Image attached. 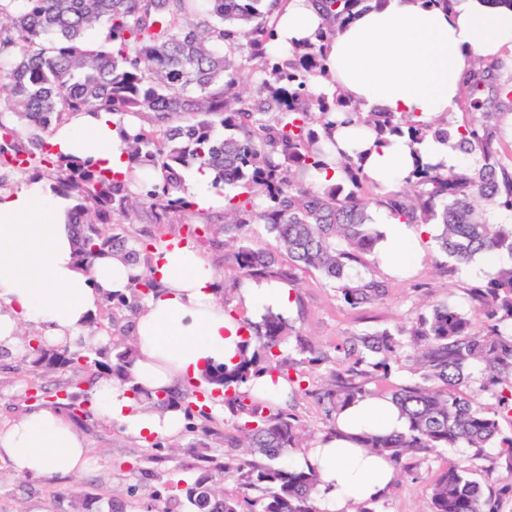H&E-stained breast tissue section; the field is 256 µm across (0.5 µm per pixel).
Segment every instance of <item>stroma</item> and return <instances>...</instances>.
Segmentation results:
<instances>
[{
	"mask_svg": "<svg viewBox=\"0 0 512 512\" xmlns=\"http://www.w3.org/2000/svg\"><path fill=\"white\" fill-rule=\"evenodd\" d=\"M194 246L217 272L226 308L241 318H250V311L237 301V293L247 281L232 256L202 239L195 240ZM374 271L387 282L388 291L373 306L356 309L341 301L335 288L318 273L298 272L290 284L295 305L289 319L296 330L315 348L332 355L353 334L411 325L422 312L436 306L449 304L469 311L468 288L495 273L494 268L483 267L478 258L458 270H449L447 258L426 242L409 276H394L380 265ZM331 369L328 363L302 365L309 392L287 404L304 424L309 447L329 432L325 410L313 392L328 379ZM32 379L27 367L18 361L0 360L1 428L46 405L63 409L64 402L56 392L69 386L70 374L43 378V390L35 399L29 393ZM67 417L89 449L86 469L76 475L24 478L13 473L8 460L0 459V512H140L146 494L168 497L243 454L230 444L236 430L235 419L227 410L214 414L208 422L198 416L184 420L177 440L164 439L157 445L127 437L95 414L71 411ZM466 454L463 448H435L420 454L416 467L399 472L394 486L378 499V512H428V482Z\"/></svg>",
	"mask_w": 512,
	"mask_h": 512,
	"instance_id": "stroma-1",
	"label": "stroma"
}]
</instances>
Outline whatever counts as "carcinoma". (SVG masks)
Masks as SVG:
<instances>
[{
	"label": "carcinoma",
	"instance_id": "1",
	"mask_svg": "<svg viewBox=\"0 0 512 512\" xmlns=\"http://www.w3.org/2000/svg\"><path fill=\"white\" fill-rule=\"evenodd\" d=\"M381 2L311 0L322 19L316 41L282 49L276 46L281 0H0V188L16 177L45 179L54 193L72 199L69 223L86 264L106 251L149 264L151 243L130 235L118 216L130 224H173L191 213L197 221L183 225L186 235L231 250L242 276L285 282L298 270H314L352 308L380 301L387 289L366 260L380 239L372 204L403 224L436 225L434 241L456 264L489 252L512 255V166L501 162L498 139L501 124L512 120V79H501L498 66L474 60L460 89V122L435 125L406 114L364 112L343 90H325L327 44L355 13ZM103 26V40L87 39ZM246 73L258 78L253 92L244 88ZM89 110L139 118L125 145L128 174L55 153L49 143L54 129L70 113ZM339 122L413 143L428 136L451 141L471 162L445 171L418 161L403 180L405 189L366 198L363 154L332 155ZM218 127L224 135L216 134ZM331 163L340 181H320ZM195 166L210 169L214 185L235 189L224 197V219L196 210L180 195L184 172ZM251 224L266 227L273 249L247 243L244 230ZM281 254L288 265L279 263ZM357 266L364 272L351 274ZM158 287L145 274L130 294L104 298L115 339L103 347H50L31 331L16 357L36 376L97 367L128 384L136 403L178 408L189 419L199 403L195 391L160 395L136 384L129 326L116 319L124 310L135 315ZM468 296L483 319L478 332L472 316L444 305L407 328L349 337L345 358L336 360L340 369L314 393L328 420L336 422L347 405L371 395L367 383L388 378L403 357L417 379L391 398L407 430L369 436L367 447L397 469L432 448H469L471 460L495 448V459L512 472V435L500 430V420L512 418V264L468 289ZM243 328L240 361L203 374L207 384L224 387V404L237 419L232 442L249 455L220 471L234 479L237 492L197 479L165 500L149 496L143 512H320L315 472L284 463L305 440L300 420L271 411L267 397L240 387L266 372L281 378L291 397L305 395L303 374L283 347L295 339L310 364L328 362L330 355L271 311ZM474 368L493 403L467 397ZM471 460L452 463L434 478L429 512H499L497 497L474 478Z\"/></svg>",
	"mask_w": 512,
	"mask_h": 512
}]
</instances>
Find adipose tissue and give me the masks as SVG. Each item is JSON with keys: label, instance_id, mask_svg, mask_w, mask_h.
Here are the masks:
<instances>
[{"label": "adipose tissue", "instance_id": "1", "mask_svg": "<svg viewBox=\"0 0 512 512\" xmlns=\"http://www.w3.org/2000/svg\"><path fill=\"white\" fill-rule=\"evenodd\" d=\"M320 18L309 0H286L277 26L282 47L314 36ZM512 50V10L491 9L481 0H452L448 9L424 0H385L339 28L329 45V65L337 86L363 109L411 113L429 121L451 109L459 82L477 56ZM130 118L109 112H76L51 138L56 152L90 159L103 170L127 172L123 137L132 133ZM342 127L334 137L341 150H367L364 169L383 186L400 183L414 158L459 167L457 151L428 139L372 134L356 138ZM71 199L52 192L47 181L31 180L0 192V346L18 342L23 324L37 325L48 345L64 347L86 337V321L105 294L128 293L140 266L118 255L99 257L85 267L68 226ZM375 219L382 239L375 253L389 270L408 267L427 225L399 223L387 210ZM152 271L159 283L144 300L131 333L133 372L149 391L198 381L216 365L239 361L244 334L235 313L216 296L217 279L198 251L178 238L155 245ZM239 302L261 316L289 315L294 302L288 285L263 281L241 289ZM102 418L135 438H174L182 413H147L121 382L102 379L90 393ZM340 436L306 449L302 468L319 477L321 512H345L348 503L380 498L396 480L392 465L355 441L363 433L405 432L407 420L387 396H371L339 416ZM87 449L73 425L57 410L41 408L0 429V457L21 475L76 474Z\"/></svg>", "mask_w": 512, "mask_h": 512}]
</instances>
